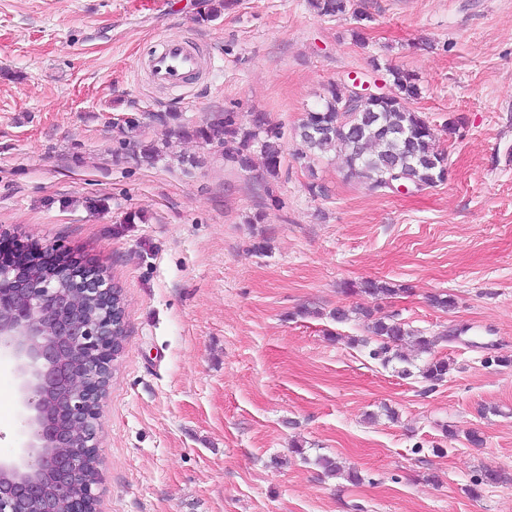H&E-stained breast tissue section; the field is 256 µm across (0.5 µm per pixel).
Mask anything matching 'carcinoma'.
Returning <instances> with one entry per match:
<instances>
[{"label":"carcinoma","mask_w":512,"mask_h":512,"mask_svg":"<svg viewBox=\"0 0 512 512\" xmlns=\"http://www.w3.org/2000/svg\"><path fill=\"white\" fill-rule=\"evenodd\" d=\"M308 4L319 16L336 17L350 12L359 23L369 19L353 9L351 0H308ZM389 74L393 96L385 100L372 97L363 100L349 121L339 112L342 96L336 86H329L323 102L306 112L295 129L300 145L298 158L313 163L329 153L339 154L345 159L346 176L367 183L373 190L381 188L379 177L388 171L400 174L414 187L430 189L443 183L448 155L440 147L435 129L413 107L421 95L418 79L399 68L390 69ZM172 122L170 132L182 139L206 145L218 143L224 149L226 163H243L249 169L259 163L272 178L278 176L283 165L281 127L272 123L264 112L251 113L245 124L234 110L218 112L202 124L183 123L176 115L172 116ZM169 147L167 140L159 144L141 139L139 121L130 119L120 128L114 156L118 162L130 155L155 161ZM357 291L382 300L402 292V288L389 281L367 279L357 285ZM355 313L367 322V329L374 336L373 346L370 341L361 340L362 346L370 347L369 356L386 365L395 360L403 363L399 370L403 376L412 374L411 361L399 351L406 338H413L419 351L427 354L438 342L437 337L411 329L394 315L379 316L371 308H359ZM448 372V360L435 357L418 369L419 376L431 387L442 382Z\"/></svg>","instance_id":"carcinoma-1"}]
</instances>
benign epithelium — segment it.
<instances>
[{
  "instance_id": "benign-epithelium-1",
  "label": "benign epithelium",
  "mask_w": 512,
  "mask_h": 512,
  "mask_svg": "<svg viewBox=\"0 0 512 512\" xmlns=\"http://www.w3.org/2000/svg\"><path fill=\"white\" fill-rule=\"evenodd\" d=\"M343 111L370 95L354 78L337 86ZM21 264L0 262V352L9 353L20 378L23 422L31 431L14 459H0V512H95L97 480H85L97 457V424L111 362L121 345L123 312L103 273L77 260L47 262L46 248L20 246ZM46 270L52 277H37ZM82 299L99 314L81 319L72 312ZM83 485L79 495L72 488Z\"/></svg>"
}]
</instances>
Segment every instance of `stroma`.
Here are the masks:
<instances>
[{
  "label": "stroma",
  "instance_id": "obj_1",
  "mask_svg": "<svg viewBox=\"0 0 512 512\" xmlns=\"http://www.w3.org/2000/svg\"><path fill=\"white\" fill-rule=\"evenodd\" d=\"M207 2L0 0V240L99 267L124 307L97 512H512V365L485 363L512 355V0H354L371 18L362 45L352 15L307 0H236L197 24ZM169 37L202 60L179 88L147 68ZM391 65L419 80L447 180L388 194L346 179L334 154L307 171L304 112L333 83L389 84ZM227 108L281 127L278 178L193 140L152 164L113 160L127 118L160 142L163 116ZM313 179L328 197L309 194ZM365 279L406 291L346 292ZM440 292L454 308L431 305ZM339 306L348 321L330 318ZM361 307L437 337L445 381L370 358ZM28 439L2 354L0 456ZM322 457L362 483L325 474ZM488 468L502 482L471 496Z\"/></svg>",
  "mask_w": 512,
  "mask_h": 512
}]
</instances>
